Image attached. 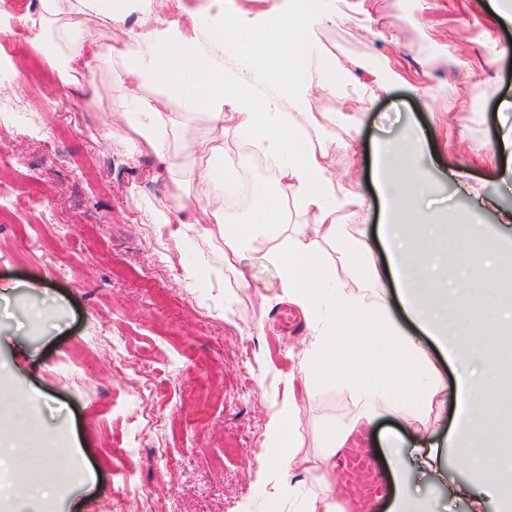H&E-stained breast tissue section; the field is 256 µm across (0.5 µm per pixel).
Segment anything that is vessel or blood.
<instances>
[{
	"label": "vessel or blood",
	"instance_id": "b4317fda",
	"mask_svg": "<svg viewBox=\"0 0 512 512\" xmlns=\"http://www.w3.org/2000/svg\"><path fill=\"white\" fill-rule=\"evenodd\" d=\"M335 480L352 512H369L372 503L386 499L393 489L390 476L376 471L365 449L352 440L338 452Z\"/></svg>",
	"mask_w": 512,
	"mask_h": 512
}]
</instances>
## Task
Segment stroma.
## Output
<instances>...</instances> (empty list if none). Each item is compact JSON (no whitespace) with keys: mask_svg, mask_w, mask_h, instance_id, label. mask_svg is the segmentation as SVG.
I'll list each match as a JSON object with an SVG mask.
<instances>
[{"mask_svg":"<svg viewBox=\"0 0 512 512\" xmlns=\"http://www.w3.org/2000/svg\"><path fill=\"white\" fill-rule=\"evenodd\" d=\"M343 18L324 16L319 48L352 85L335 95L313 91L310 111L329 101L342 118L326 166L341 193L371 197V152L382 141L422 127L439 166L466 171L465 188L437 185L433 211L476 215L496 234L512 208V162L498 145L512 138V29L492 21L489 0H343ZM391 64L376 80L371 67ZM93 82L53 79L31 86L19 78L9 95L24 98L29 118L0 117V158L10 167L0 194L35 182L82 243L73 249L51 225L24 216L0 219V418H12L15 392L29 393L25 454L38 460L46 443L71 448L87 484H60L37 502L16 495L34 473L0 462V490L28 512H302L317 472L302 473L297 496L273 497V475L259 459L266 425L288 393L309 329L291 332L279 316L293 312L276 267L257 252L238 270L224 266L220 232L200 235L189 224H164L161 202L178 207L173 180L151 178L149 157L132 158L126 125L107 121L98 98L135 102L153 88L115 83L109 66L92 65ZM489 197L496 208L474 211ZM41 252L23 251V239ZM194 278H187V271ZM247 276L249 288L238 285ZM445 389L420 431L395 414L365 428L371 458L382 437L406 447L442 440L454 420L455 371L439 362ZM343 388L317 384L298 404L300 455L321 451L320 430L353 410ZM454 452L443 478L409 472L407 484L434 512H470L450 489L467 480Z\"/></svg>","mask_w":512,"mask_h":512,"instance_id":"stroma-1","label":"stroma"}]
</instances>
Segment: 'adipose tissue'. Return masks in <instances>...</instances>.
I'll return each instance as SVG.
<instances>
[{"label": "adipose tissue", "mask_w": 512, "mask_h": 512, "mask_svg": "<svg viewBox=\"0 0 512 512\" xmlns=\"http://www.w3.org/2000/svg\"><path fill=\"white\" fill-rule=\"evenodd\" d=\"M331 0H291L287 12L254 27L247 12L229 17L224 0H206L204 10L184 9L171 21L154 10L152 0H39L36 16L23 25L44 31L39 48L63 82H74L90 61L106 60L111 78H132L159 87L160 95L139 99L129 128L140 151L153 156L159 169L177 172L195 166L207 175L198 181L191 199L179 210L162 209L167 224H195L201 233L211 226L224 231V264L235 267L244 252L265 247L278 269L289 302L300 309L310 326V339L300 365L303 388L337 385L354 398V410L340 424L321 433V473L335 466L336 452L347 436L372 426L385 409L400 413L407 425L418 423L432 407L444 384L420 338L428 336L450 362L465 367L455 389L457 413L448 445L463 454L471 481L453 486L455 498L471 497L474 483L487 496L512 498V483L504 468H512V435L489 424L482 408H494L503 391L497 371L501 339L512 334V306L495 290L512 252V238L495 237L478 223L462 225L455 242V261L442 250L438 224L426 220L425 201L437 184L424 162L417 135L376 151L374 179L381 207L379 237L407 315L419 328L411 335L393 318L381 291L383 283L371 244L344 233L341 212L357 211L366 198L341 195L323 163L327 148L318 135L321 123L336 115L315 118L308 110L313 90L336 88L328 59L313 47L314 29ZM137 23L120 44L103 42L99 29ZM196 54L185 55L187 45ZM229 50L249 69L251 83L225 74L214 51ZM268 92L256 94L254 84ZM186 99L190 108L206 111L208 132L198 136L185 120L166 110L170 96ZM237 118L239 137L253 143L275 169L276 189L254 198L248 222L225 220L224 200L237 179V170L224 157V113ZM182 144L174 152L169 131ZM293 201L305 224H289L284 201ZM343 261L348 282L336 279L327 253ZM295 396L267 425L262 463L275 471L277 497L293 496L294 472L305 457L295 448Z\"/></svg>", "instance_id": "adipose-tissue-1"}]
</instances>
